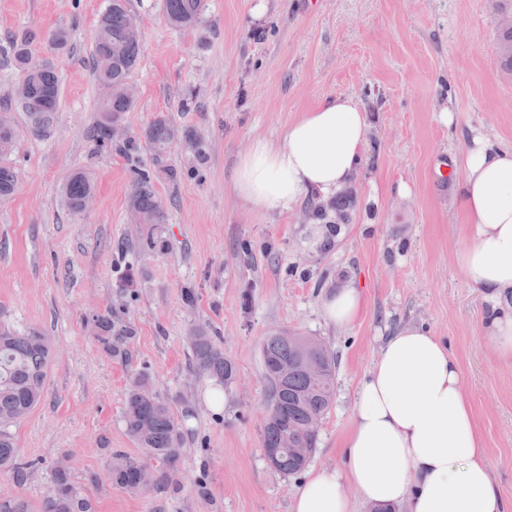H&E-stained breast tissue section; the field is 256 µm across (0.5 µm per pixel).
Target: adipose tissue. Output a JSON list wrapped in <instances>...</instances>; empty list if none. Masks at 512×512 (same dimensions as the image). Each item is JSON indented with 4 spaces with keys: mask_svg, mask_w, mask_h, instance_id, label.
I'll use <instances>...</instances> for the list:
<instances>
[{
    "mask_svg": "<svg viewBox=\"0 0 512 512\" xmlns=\"http://www.w3.org/2000/svg\"><path fill=\"white\" fill-rule=\"evenodd\" d=\"M367 122L351 97L328 98L285 129L255 140L240 157L233 189L257 211L304 195L329 196L354 176ZM462 206L472 243L457 256L467 281L490 304L483 333L512 363V148L471 139L460 164ZM363 295L345 282L323 302L336 326L350 324ZM341 466L308 471L291 512H352L354 500L391 512H512L487 463L457 358L423 329L389 336L358 384ZM356 493L348 498L343 486Z\"/></svg>",
    "mask_w": 512,
    "mask_h": 512,
    "instance_id": "1",
    "label": "adipose tissue"
}]
</instances>
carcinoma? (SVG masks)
<instances>
[{"mask_svg": "<svg viewBox=\"0 0 512 512\" xmlns=\"http://www.w3.org/2000/svg\"><path fill=\"white\" fill-rule=\"evenodd\" d=\"M165 14L170 25L191 30L203 23L204 0H165ZM499 56L512 65V23H500ZM41 34L28 30L5 44H0V67H14L24 72L12 98L0 104V199L14 194L18 172L4 159L13 150L15 139L13 111L26 113L32 131L49 132L59 105L60 84L54 68L45 63H30L31 46ZM141 51V38L132 22L129 0H109L99 21L92 52V75L104 90L101 116L89 136L98 147L112 145L110 128L134 109V98L128 92L129 76ZM173 136L162 119L149 128L152 144L162 146ZM94 196L89 174L73 171L62 189L65 207L81 214ZM131 206L143 216L145 224H160L162 211L153 189L149 171L135 172ZM352 192L336 195L323 204L311 201L309 212L314 219L333 218L335 224L349 222ZM92 334L102 349L113 354L117 345L112 336H128L129 328H116L112 311L98 313L91 323ZM196 369L220 383L235 380L236 369L216 339L203 329L191 336ZM54 357L50 336L39 327L17 331L0 324V471L11 473L23 485L29 479L31 463L17 461L18 448L7 431L10 424L30 413L41 401L47 370ZM264 376L269 397V410L262 429V444L277 448L275 470L288 477L303 471L311 462L318 441V426L312 419L323 417L330 408L336 379L335 358L313 336L280 334L267 338L262 346ZM316 364L319 373L307 374L303 363ZM144 377L134 379L126 393L124 425L128 436L141 449V455L109 454L105 477L96 473L87 480L102 490L118 487L131 493L150 488L169 487L181 469L183 435L178 417L169 402L146 390ZM293 439L294 447L279 448L284 436ZM0 512H97L96 501L83 494L71 468L63 461L55 466L47 496L37 506L22 496L0 497Z\"/></svg>", "mask_w": 512, "mask_h": 512, "instance_id": "carcinoma-1", "label": "carcinoma"}]
</instances>
